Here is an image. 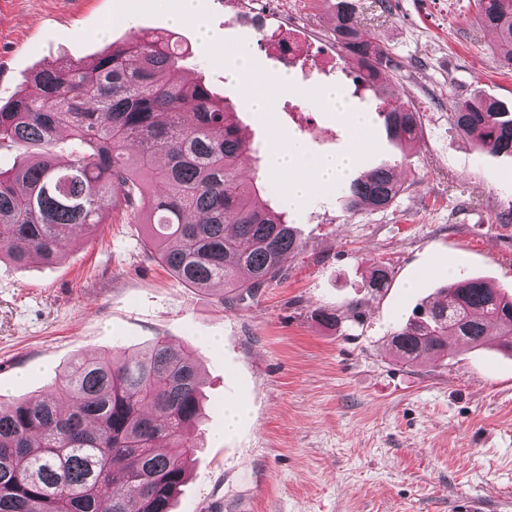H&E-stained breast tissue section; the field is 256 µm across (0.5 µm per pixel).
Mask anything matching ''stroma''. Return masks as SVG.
Masks as SVG:
<instances>
[{"instance_id": "35a3bbf8", "label": "stroma", "mask_w": 512, "mask_h": 512, "mask_svg": "<svg viewBox=\"0 0 512 512\" xmlns=\"http://www.w3.org/2000/svg\"><path fill=\"white\" fill-rule=\"evenodd\" d=\"M335 2L305 8L314 55L336 49ZM390 3L386 11L380 0H358L359 29L394 61L365 88L350 63L305 84L224 0H197L196 17L178 25L176 0H0L1 101L28 90L41 69L158 31L188 44L189 76L239 102L225 55L250 43L251 89L271 109L240 112L252 147L241 167L267 184L272 205L286 188L268 169L274 139L314 156L351 142L321 99L327 87L359 112L398 97L422 125L404 149L373 122L366 153L396 164L400 195L387 209L352 211L335 185L314 189L290 214L303 249L241 303L221 306L182 285L150 258L141 226L118 214L96 234L64 241L57 263L0 262V404L51 390L74 359L164 336L198 349L203 363L199 447L173 512H454L464 495L482 498L484 512H512V353L461 346L408 365L389 344L449 277L481 275L512 291V156L480 149L448 120L476 95L511 104L512 70L473 0ZM203 24L223 33V48L203 39ZM282 74L293 90L270 83ZM378 265L391 276L379 292L368 286ZM325 312L338 323L324 322ZM228 402L244 409L230 433Z\"/></svg>"}]
</instances>
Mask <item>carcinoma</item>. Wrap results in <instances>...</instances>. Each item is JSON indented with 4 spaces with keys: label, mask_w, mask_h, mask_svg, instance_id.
<instances>
[{
    "label": "carcinoma",
    "mask_w": 512,
    "mask_h": 512,
    "mask_svg": "<svg viewBox=\"0 0 512 512\" xmlns=\"http://www.w3.org/2000/svg\"><path fill=\"white\" fill-rule=\"evenodd\" d=\"M512 68V0H473ZM357 0L336 3V43L363 67L360 84L394 67L354 22ZM174 34H135L90 64L66 61L33 76L34 90L0 103V150L38 146L37 159L0 169V261L54 264L60 244L106 223L105 200L143 227L151 257L179 282L219 304L255 296L303 249L284 212L260 200L247 179L250 151L238 109L204 80L188 82ZM387 137L403 146L421 134L419 113L395 99L375 107ZM452 125L481 148L512 155V109L475 96L453 109ZM71 136L69 156L55 151ZM396 165L381 163L341 185L347 205L386 209L402 192ZM232 223L234 231H226ZM377 266L368 285L388 286ZM441 303L391 333L395 357L413 364L449 355L448 337L478 347L485 323L512 350V297L480 278L439 288ZM201 414L196 350L158 337L132 353L71 362L54 392L0 406V512H171L197 444Z\"/></svg>",
    "instance_id": "1"
}]
</instances>
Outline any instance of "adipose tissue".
I'll list each match as a JSON object with an SVG mask.
<instances>
[{"label":"adipose tissue","mask_w":512,"mask_h":512,"mask_svg":"<svg viewBox=\"0 0 512 512\" xmlns=\"http://www.w3.org/2000/svg\"><path fill=\"white\" fill-rule=\"evenodd\" d=\"M325 97L334 112L347 122L352 146L340 156L315 157L301 150L294 142L279 139L272 148L271 170L285 178L287 187L284 200L291 207L297 205L314 188L327 185L343 176L361 161L362 135L368 126L367 114L349 111L344 96L338 89L326 90Z\"/></svg>","instance_id":"adipose-tissue-1"}]
</instances>
